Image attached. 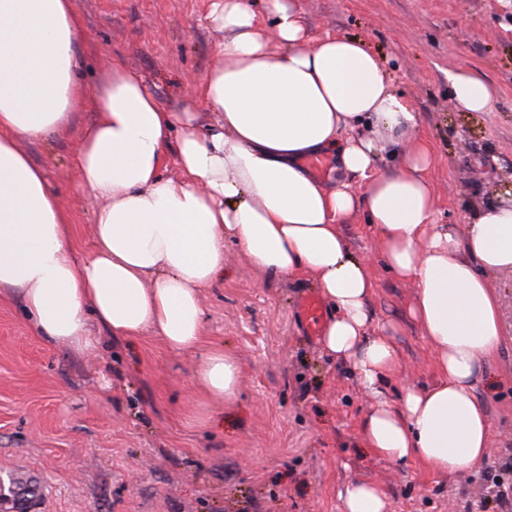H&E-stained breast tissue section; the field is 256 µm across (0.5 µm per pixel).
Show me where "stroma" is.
I'll return each instance as SVG.
<instances>
[{"instance_id":"obj_1","label":"stroma","mask_w":512,"mask_h":512,"mask_svg":"<svg viewBox=\"0 0 512 512\" xmlns=\"http://www.w3.org/2000/svg\"><path fill=\"white\" fill-rule=\"evenodd\" d=\"M83 23L80 75L96 91L122 59L174 110L216 64L210 0H76ZM314 34L364 40L394 89L420 116L435 156L429 180L438 221L512 195V0H294ZM471 68L497 89L489 112L458 111L447 73ZM94 112L27 144L72 217L73 244L93 246L99 208L71 165ZM375 283L373 327L401 353L390 394L429 383L433 354L409 316L414 288L387 272L363 213L342 226ZM503 343L481 396L490 448L477 467L441 476L394 466L365 448L370 401L348 365L329 360L296 306L308 277L271 278L240 246H224V280L204 289L207 345L242 366L236 400L199 419L194 357L153 335L115 342L100 327L95 351L36 336L18 300L0 299V480L37 481L29 512H341L354 479L382 485L389 512H495L484 474L512 448V272L496 275Z\"/></svg>"}]
</instances>
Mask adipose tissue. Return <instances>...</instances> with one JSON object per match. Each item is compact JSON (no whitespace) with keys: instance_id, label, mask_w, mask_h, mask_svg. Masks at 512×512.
Wrapping results in <instances>:
<instances>
[{"instance_id":"adipose-tissue-1","label":"adipose tissue","mask_w":512,"mask_h":512,"mask_svg":"<svg viewBox=\"0 0 512 512\" xmlns=\"http://www.w3.org/2000/svg\"><path fill=\"white\" fill-rule=\"evenodd\" d=\"M209 18L218 62L195 89L203 109L175 112L118 59L88 94L73 0H0V295L21 299L39 336L77 351L97 349L93 322L114 338L152 333L196 356L207 402L225 404L241 368L205 346L202 291L223 280L234 241L266 275H304L319 288L331 308L322 350L373 398L367 448L445 475L483 462L479 388L503 336L491 276L512 271V200L438 223L419 114L364 40L314 35L292 0H211ZM448 86L460 111L494 106L479 72L449 71ZM87 109L96 118L74 166L100 210L80 257L69 211L24 145ZM383 144L400 147L396 169L381 167ZM320 154L337 164L328 184L301 164ZM359 211L388 271L414 286L409 316L435 355V380L396 401L387 388L400 352L372 327L374 282L340 230ZM340 498L342 512H387L373 482L350 481Z\"/></svg>"}]
</instances>
